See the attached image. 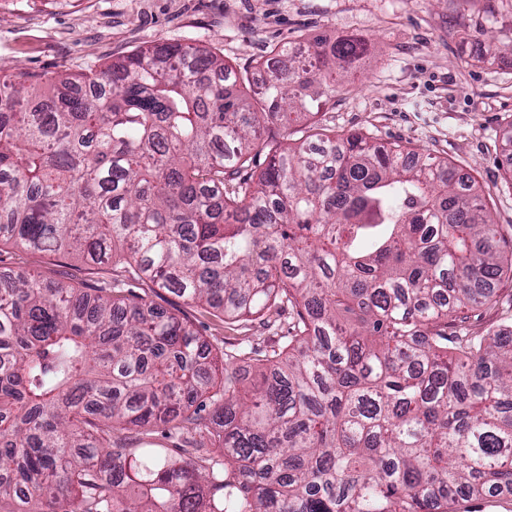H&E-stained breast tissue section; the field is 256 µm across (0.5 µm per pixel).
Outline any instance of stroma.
Returning a JSON list of instances; mask_svg holds the SVG:
<instances>
[{
    "label": "stroma",
    "mask_w": 512,
    "mask_h": 512,
    "mask_svg": "<svg viewBox=\"0 0 512 512\" xmlns=\"http://www.w3.org/2000/svg\"><path fill=\"white\" fill-rule=\"evenodd\" d=\"M354 36L366 52L301 133L320 125L448 160L477 184L490 219L512 237V0H0V68L78 75L158 42L204 48L261 84L274 47ZM500 56H484L488 43ZM1 270L74 286L124 279L92 265L8 244ZM139 295L183 313L213 348H279L291 309L222 321L141 281Z\"/></svg>",
    "instance_id": "stroma-1"
}]
</instances>
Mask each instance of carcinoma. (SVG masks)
Listing matches in <instances>:
<instances>
[{
	"instance_id": "obj_1",
	"label": "carcinoma",
	"mask_w": 512,
	"mask_h": 512,
	"mask_svg": "<svg viewBox=\"0 0 512 512\" xmlns=\"http://www.w3.org/2000/svg\"><path fill=\"white\" fill-rule=\"evenodd\" d=\"M365 51L284 46L258 92L179 44L0 77V244L120 259L229 320L294 312L279 350L219 355L118 285L1 272L10 512H449L512 491V327L465 326L512 257L475 182L400 144L295 138ZM158 424L196 459L118 436Z\"/></svg>"
}]
</instances>
